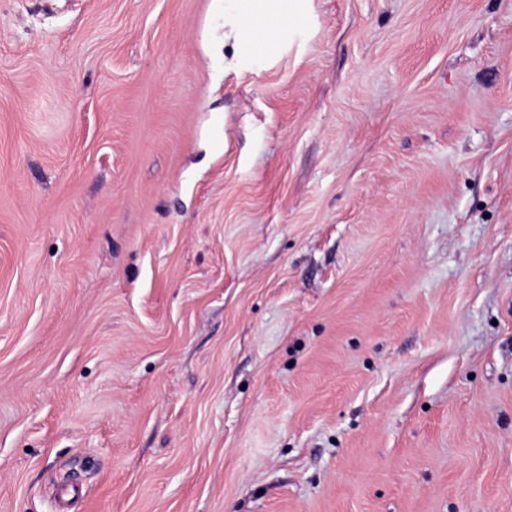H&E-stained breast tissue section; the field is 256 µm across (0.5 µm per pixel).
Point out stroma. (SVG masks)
<instances>
[{
	"label": "stroma",
	"instance_id": "1",
	"mask_svg": "<svg viewBox=\"0 0 512 512\" xmlns=\"http://www.w3.org/2000/svg\"><path fill=\"white\" fill-rule=\"evenodd\" d=\"M0 0V512H512V0ZM240 27L252 41L271 43L274 40V34L265 26L255 11H250L244 17H240Z\"/></svg>",
	"mask_w": 512,
	"mask_h": 512
}]
</instances>
